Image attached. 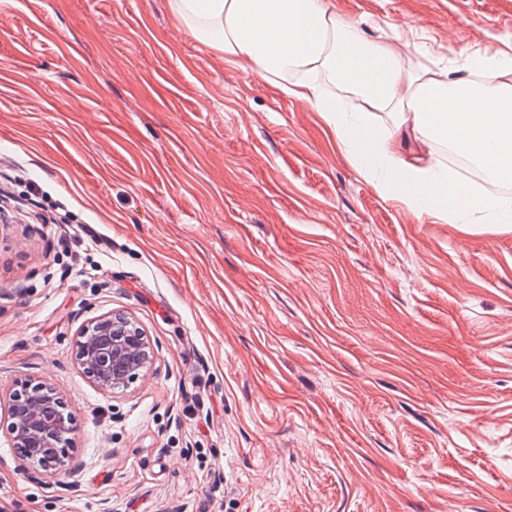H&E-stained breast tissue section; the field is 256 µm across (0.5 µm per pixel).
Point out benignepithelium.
<instances>
[{"label": "benign epithelium", "instance_id": "1", "mask_svg": "<svg viewBox=\"0 0 512 512\" xmlns=\"http://www.w3.org/2000/svg\"><path fill=\"white\" fill-rule=\"evenodd\" d=\"M153 357L147 336L122 313L104 314L78 332L77 363L102 391L129 388ZM7 419L12 447L22 461L36 470L76 477L67 452L75 417L54 388L42 382L25 385L10 397Z\"/></svg>", "mask_w": 512, "mask_h": 512}]
</instances>
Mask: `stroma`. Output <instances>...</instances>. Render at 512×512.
I'll return each instance as SVG.
<instances>
[{"label": "stroma", "mask_w": 512, "mask_h": 512, "mask_svg": "<svg viewBox=\"0 0 512 512\" xmlns=\"http://www.w3.org/2000/svg\"><path fill=\"white\" fill-rule=\"evenodd\" d=\"M455 72L512 0H336ZM0 414L75 416L78 480L0 425L5 512H512V227L416 217L320 114L192 38L168 0H0ZM154 358L115 393L80 327ZM153 357L147 336L122 313L104 314L78 332L77 363L102 391L129 388L143 376ZM7 419L12 448L22 461L36 470L76 477L67 452L75 417L54 388L30 381L10 397Z\"/></svg>", "instance_id": "35a3bbf8"}]
</instances>
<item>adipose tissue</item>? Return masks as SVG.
I'll return each instance as SVG.
<instances>
[{
    "instance_id": "1",
    "label": "adipose tissue",
    "mask_w": 512,
    "mask_h": 512,
    "mask_svg": "<svg viewBox=\"0 0 512 512\" xmlns=\"http://www.w3.org/2000/svg\"><path fill=\"white\" fill-rule=\"evenodd\" d=\"M177 22L290 98L319 112L340 150L380 194L409 211L470 224L512 226V198L484 197L449 173L445 142L491 181L512 180V55L463 58L479 83L452 82L407 51L408 38L371 42L334 0H168ZM385 114L382 130L372 128ZM461 207L434 205L436 192Z\"/></svg>"
}]
</instances>
